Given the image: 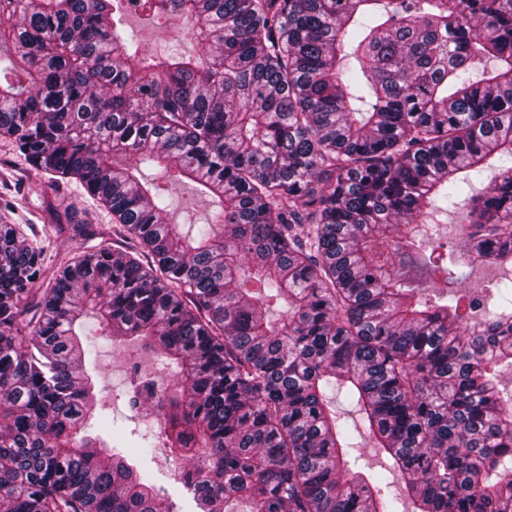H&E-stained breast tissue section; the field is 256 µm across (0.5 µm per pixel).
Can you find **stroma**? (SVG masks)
<instances>
[{
  "instance_id": "obj_1",
  "label": "stroma",
  "mask_w": 512,
  "mask_h": 512,
  "mask_svg": "<svg viewBox=\"0 0 512 512\" xmlns=\"http://www.w3.org/2000/svg\"><path fill=\"white\" fill-rule=\"evenodd\" d=\"M77 209L85 223H111L112 214L75 180L48 182L46 176L30 169L13 141L0 137V216L12 224H33L44 239L43 266L46 272L56 270L59 263L72 257L79 243L70 230H56L58 216ZM152 370L153 356L139 343H117L104 349L101 365L92 373L94 392L101 396L109 419L127 425L130 414L119 390L126 384L132 362Z\"/></svg>"
}]
</instances>
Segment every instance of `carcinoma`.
<instances>
[{"label": "carcinoma", "mask_w": 512, "mask_h": 512, "mask_svg": "<svg viewBox=\"0 0 512 512\" xmlns=\"http://www.w3.org/2000/svg\"><path fill=\"white\" fill-rule=\"evenodd\" d=\"M140 6L197 49L127 0H0V136L122 241L21 336L42 237L0 224V512H176L163 451L200 512H512V277L461 294L512 267V0ZM127 340L159 429L100 428L89 369ZM128 25L135 34L149 43L157 37L166 39L185 38V25L181 21H172L164 29L156 30L143 26L138 17L131 16L128 18ZM151 466L158 478L159 483L164 484L165 486L169 487L172 499H173L174 503H176V505H177V510H179V512H191V511L195 510L190 507L189 502L186 499V496L184 495V493L182 492L181 489H179V488L172 489L169 486L168 475H169V470L173 466L172 459L170 461H168L165 459V456H161V457L157 458L155 463H152Z\"/></svg>", "instance_id": "cac0c4a2"}]
</instances>
